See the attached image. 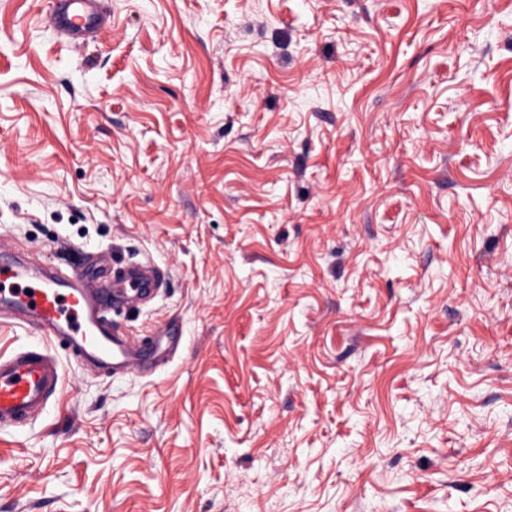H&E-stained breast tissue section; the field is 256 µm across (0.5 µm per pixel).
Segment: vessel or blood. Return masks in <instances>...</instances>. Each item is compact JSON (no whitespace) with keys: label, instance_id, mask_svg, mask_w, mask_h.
<instances>
[{"label":"vessel or blood","instance_id":"vessel-or-blood-1","mask_svg":"<svg viewBox=\"0 0 512 512\" xmlns=\"http://www.w3.org/2000/svg\"><path fill=\"white\" fill-rule=\"evenodd\" d=\"M47 8L51 24L71 43L94 36L106 20L99 0H48ZM161 285L147 260L116 267L89 255L63 275L22 255L1 254L0 320L34 327L46 342L0 357V428L24 423L58 395L62 367L47 341H65L87 367L135 370L145 352L113 326L109 311L118 297L148 298Z\"/></svg>","mask_w":512,"mask_h":512}]
</instances>
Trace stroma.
Wrapping results in <instances>:
<instances>
[{"mask_svg":"<svg viewBox=\"0 0 512 512\" xmlns=\"http://www.w3.org/2000/svg\"><path fill=\"white\" fill-rule=\"evenodd\" d=\"M0 0V242L149 260L0 429V512H512V0ZM99 0H51L47 2L49 20L63 39L78 43L94 36L104 25L106 14Z\"/></svg>","mask_w":512,"mask_h":512,"instance_id":"1","label":"stroma"}]
</instances>
